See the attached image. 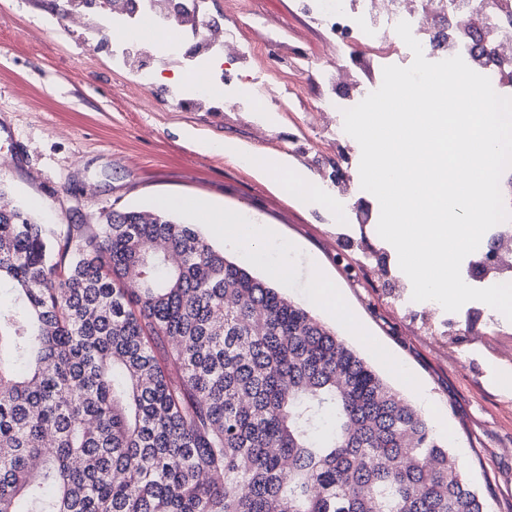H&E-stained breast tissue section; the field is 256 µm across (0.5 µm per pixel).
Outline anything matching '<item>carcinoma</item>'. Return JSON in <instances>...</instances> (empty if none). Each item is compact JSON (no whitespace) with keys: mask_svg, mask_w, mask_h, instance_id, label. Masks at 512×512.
<instances>
[{"mask_svg":"<svg viewBox=\"0 0 512 512\" xmlns=\"http://www.w3.org/2000/svg\"><path fill=\"white\" fill-rule=\"evenodd\" d=\"M0 512H487L419 410L168 213L0 208Z\"/></svg>","mask_w":512,"mask_h":512,"instance_id":"cac0c4a2","label":"carcinoma"}]
</instances>
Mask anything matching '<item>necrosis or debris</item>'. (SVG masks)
Masks as SVG:
<instances>
[{
  "mask_svg": "<svg viewBox=\"0 0 512 512\" xmlns=\"http://www.w3.org/2000/svg\"><path fill=\"white\" fill-rule=\"evenodd\" d=\"M305 8L338 42L370 48L389 43V51L379 55L384 67L412 59L395 31L398 22L407 21L427 60L461 56L490 78L498 94L512 96V14L500 12L497 0H427L421 8L416 0H306ZM319 71L336 89L320 101L323 112H342L376 89L355 80L345 65L326 63Z\"/></svg>",
  "mask_w": 512,
  "mask_h": 512,
  "instance_id": "obj_1",
  "label": "necrosis or debris"
}]
</instances>
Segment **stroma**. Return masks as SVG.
Listing matches in <instances>:
<instances>
[{"label": "stroma", "mask_w": 512, "mask_h": 512, "mask_svg": "<svg viewBox=\"0 0 512 512\" xmlns=\"http://www.w3.org/2000/svg\"><path fill=\"white\" fill-rule=\"evenodd\" d=\"M242 3L258 20L259 68L295 89L281 109L252 101L244 85L201 100L191 87L169 84L201 66L231 82L241 74L222 47L198 48L191 32L179 35L186 56L148 57L129 36L141 16L113 13L98 36L95 14L73 21L56 14L55 0H0V195L60 229L100 223L115 210L152 211L169 198L203 200L248 223L276 226L279 238L266 246L265 260L292 271L279 282L281 293L311 307L309 263L317 261L364 336L324 311L317 318L397 390L402 384L381 354L399 358L427 386L430 402L419 410L490 512H512V320L478 301L451 314L413 301L397 255L377 233L379 203L361 187L358 142L340 148L322 132L316 106L329 87L312 71L284 69L280 40L310 60L335 57V41L298 0ZM118 47L125 57L114 56ZM143 64L158 81L141 83ZM187 129L271 159L287 156L292 165L283 184L259 180L223 153L200 152L184 137ZM342 176L351 190L336 206L293 202L305 184ZM287 242L293 251L284 250Z\"/></svg>", "instance_id": "stroma-1"}]
</instances>
